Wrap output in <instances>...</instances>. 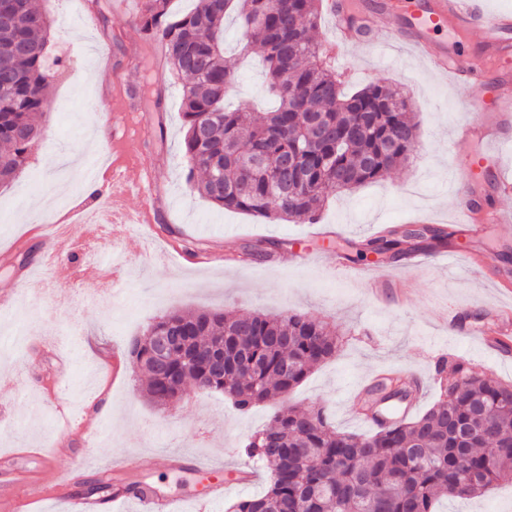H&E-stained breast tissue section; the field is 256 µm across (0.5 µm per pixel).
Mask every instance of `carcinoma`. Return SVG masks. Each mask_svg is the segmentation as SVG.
<instances>
[{"label": "carcinoma", "instance_id": "carcinoma-1", "mask_svg": "<svg viewBox=\"0 0 512 512\" xmlns=\"http://www.w3.org/2000/svg\"><path fill=\"white\" fill-rule=\"evenodd\" d=\"M24 18L0 26V185L11 183L41 135L49 105L48 21L32 0H9ZM321 0H196L184 15L170 0H141L138 24L161 42L164 65L187 78L182 93L187 179L220 209L316 224L333 193L387 180L406 163L417 140L412 101L387 83L351 94L326 61L312 32ZM242 49L265 63L271 112L224 110L235 83L224 58L229 14ZM453 233L438 227L392 229L363 250L396 260L415 249L445 248ZM175 331L184 345L157 366L151 337ZM224 341L223 370L211 366ZM339 337L306 312L281 316L216 310L171 312L129 344L156 407L181 399L187 384L229 398L241 413L292 393L316 366L332 358ZM449 373L439 400L418 417L390 419L369 436L333 428L323 408L290 406L251 435L246 458L263 467L267 489L231 512H435L442 497L469 498L512 482V384L462 362H439ZM399 380L372 390L387 400Z\"/></svg>", "mask_w": 512, "mask_h": 512}]
</instances>
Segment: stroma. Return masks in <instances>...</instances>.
<instances>
[{"instance_id": "obj_1", "label": "stroma", "mask_w": 512, "mask_h": 512, "mask_svg": "<svg viewBox=\"0 0 512 512\" xmlns=\"http://www.w3.org/2000/svg\"><path fill=\"white\" fill-rule=\"evenodd\" d=\"M50 23L47 58L54 61L49 106L42 133L26 166L9 186L0 187V468L22 471L25 478L58 485L76 496H89L98 480H111L109 458L141 459L139 469L120 480V487L140 483L179 498L183 512H195L193 498L206 483L200 469L170 470L156 463L158 455L180 451L204 461L244 462L246 439L264 428L273 414L294 404L324 408L336 430L366 433L357 421L350 391L378 370L417 373L425 393L417 413L426 412L439 396L436 366L440 359L465 360L488 376L512 383V360L471 340L448 335V309L467 312L478 325L482 310L506 304L489 278H476L465 257L452 268L435 263L406 270L402 260L382 262L393 274L387 298L375 300L362 282L333 277L323 260L349 254L350 243L375 237L376 227L416 228L423 223L449 227L458 209L448 172L456 163L460 127L492 124L494 112H462L463 94L451 78L432 73L405 48L391 45L388 32L409 17L410 0H394L382 28L369 41L344 46L333 63L346 89L357 90L389 81L412 98L418 125L414 156L380 184H368L329 197L321 215L325 224L341 227V238L309 236L308 225L270 221L216 208L186 181L183 153L185 129L181 114L183 82L157 64L139 30L138 19L123 14L117 0H33ZM241 32L225 25V58L236 83L228 107L250 103L254 111L268 107L265 76L258 58L240 59ZM111 53V81H103L92 51ZM160 92L162 106L151 109L132 90ZM145 113L149 122L130 124L124 140L112 142V111L123 101ZM106 156L136 169L154 170L162 199L158 221L170 232L142 240L125 229L112 231L114 255H128L122 288L108 295L102 279L87 262L55 260L38 225L43 216L30 212V200L50 196L62 202L58 186L77 193L66 167L85 166L89 158ZM282 242L268 260L248 255L264 240ZM301 248L312 263L289 266L288 253ZM485 253L491 276L512 285V237L488 232L468 243ZM221 250L239 255L230 267L188 264L187 255ZM233 309L242 313L285 314L306 311L334 323L340 345L332 359L318 366L294 392L248 412L236 411L230 400L187 386L182 401L161 410L141 391L142 376L127 368L121 381L112 379L113 350L128 347L148 324L174 311ZM95 349H88V341ZM110 384L112 413L95 424H65L48 402L58 392L74 413L89 408L101 384ZM98 444V457L82 469L80 457L88 439ZM437 512H512V483L495 486L471 500L441 499Z\"/></svg>"}]
</instances>
